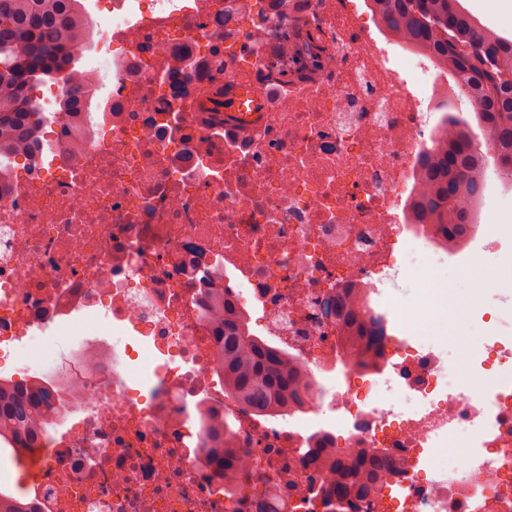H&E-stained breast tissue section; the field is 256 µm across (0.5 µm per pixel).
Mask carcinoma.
<instances>
[{"label": "carcinoma", "mask_w": 512, "mask_h": 512, "mask_svg": "<svg viewBox=\"0 0 512 512\" xmlns=\"http://www.w3.org/2000/svg\"><path fill=\"white\" fill-rule=\"evenodd\" d=\"M75 0H0V174L12 155L42 134L44 107L35 86L65 66L77 68L67 53L75 43L76 24L84 20ZM389 29L421 48L453 72L467 88L471 111L485 119L487 150L494 162L512 169V37L481 28L461 0H372ZM452 143H436L422 158L428 190L419 221L453 240L463 235L471 207L483 198L479 176L483 158L474 150L470 128L448 115ZM343 314L340 335L362 336L377 346L387 336L382 318L336 296L327 310ZM224 392L262 415L304 405L309 388L299 367L280 350L250 336L238 317L224 312L221 348ZM33 395L24 384L0 378V442L13 448L14 462H29L37 438L23 435L31 418ZM327 448L307 450L309 465L325 473L318 493L338 512L370 507L378 482L395 471L392 452L359 450L353 457L332 458Z\"/></svg>", "instance_id": "cac0c4a2"}]
</instances>
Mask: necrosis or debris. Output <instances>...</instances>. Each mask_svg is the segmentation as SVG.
Here are the masks:
<instances>
[{
	"label": "necrosis or debris",
	"mask_w": 512,
	"mask_h": 512,
	"mask_svg": "<svg viewBox=\"0 0 512 512\" xmlns=\"http://www.w3.org/2000/svg\"><path fill=\"white\" fill-rule=\"evenodd\" d=\"M108 2L71 49L83 110L50 118L0 180V359L77 339L25 376L62 407L37 414L29 512H254L208 460L228 446L269 507L334 512L305 458L318 441L392 450L382 512H512V338L479 362L463 351L497 380L480 395L401 336L346 365L324 310L352 284L378 298L401 243L462 260L456 287L478 289L488 225L452 249L416 221L422 157L467 98L456 77L355 0ZM283 25L299 58L285 78ZM245 86L264 101L246 130L224 117ZM214 293L297 361L302 408L258 417L225 394ZM442 444L451 461L432 466Z\"/></svg>",
	"instance_id": "necrosis-or-debris-1"
}]
</instances>
